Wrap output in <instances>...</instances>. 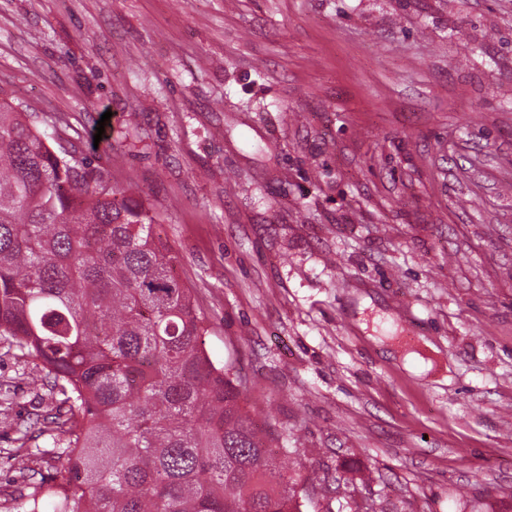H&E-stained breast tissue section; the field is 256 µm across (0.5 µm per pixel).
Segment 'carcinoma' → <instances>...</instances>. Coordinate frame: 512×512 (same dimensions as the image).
Returning a JSON list of instances; mask_svg holds the SVG:
<instances>
[{"mask_svg": "<svg viewBox=\"0 0 512 512\" xmlns=\"http://www.w3.org/2000/svg\"><path fill=\"white\" fill-rule=\"evenodd\" d=\"M158 223L0 101V338L60 396L18 440L65 458L15 512H302Z\"/></svg>", "mask_w": 512, "mask_h": 512, "instance_id": "obj_1", "label": "carcinoma"}]
</instances>
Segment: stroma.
Returning a JSON list of instances; mask_svg holds the SVG:
<instances>
[{
    "label": "stroma",
    "mask_w": 512,
    "mask_h": 512,
    "mask_svg": "<svg viewBox=\"0 0 512 512\" xmlns=\"http://www.w3.org/2000/svg\"><path fill=\"white\" fill-rule=\"evenodd\" d=\"M1 99L159 213L305 512L512 504V0H0Z\"/></svg>",
    "instance_id": "stroma-1"
}]
</instances>
